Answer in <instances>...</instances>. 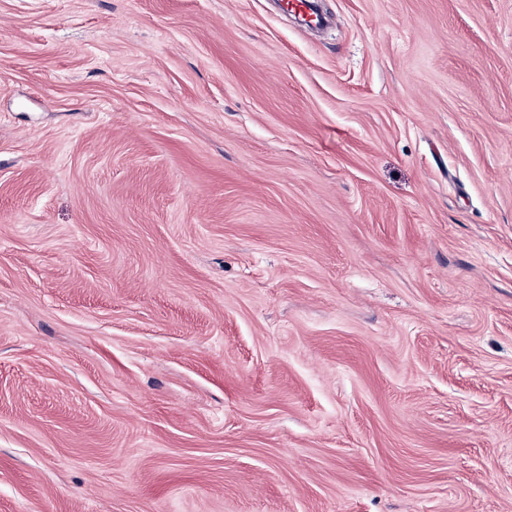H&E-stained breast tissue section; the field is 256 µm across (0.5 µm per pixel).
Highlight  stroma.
I'll list each match as a JSON object with an SVG mask.
<instances>
[{
  "label": "stroma",
  "mask_w": 512,
  "mask_h": 512,
  "mask_svg": "<svg viewBox=\"0 0 512 512\" xmlns=\"http://www.w3.org/2000/svg\"><path fill=\"white\" fill-rule=\"evenodd\" d=\"M0 0V512H512V0Z\"/></svg>",
  "instance_id": "obj_1"
}]
</instances>
